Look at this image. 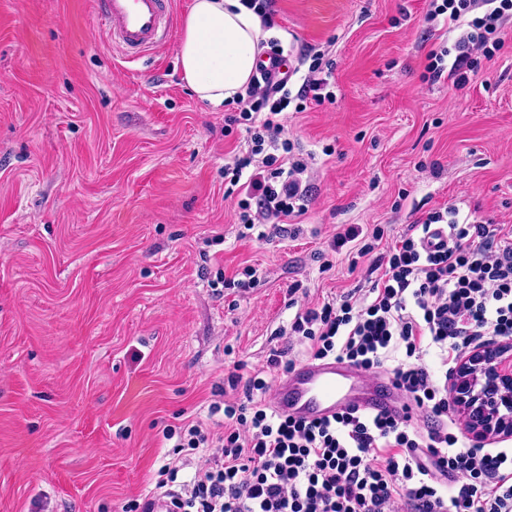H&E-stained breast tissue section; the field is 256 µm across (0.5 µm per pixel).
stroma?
I'll return each mask as SVG.
<instances>
[{
    "label": "stroma",
    "instance_id": "obj_1",
    "mask_svg": "<svg viewBox=\"0 0 512 512\" xmlns=\"http://www.w3.org/2000/svg\"><path fill=\"white\" fill-rule=\"evenodd\" d=\"M263 2L335 99L287 114L305 211L248 230L224 179L240 107L195 98L178 39L129 60L94 0H0V512H129L162 466L191 481L164 429L218 431L228 373L265 362L297 303L367 296L364 245L452 205L512 225V21L457 91L420 79L459 36L428 0ZM248 268L256 288L226 287Z\"/></svg>",
    "mask_w": 512,
    "mask_h": 512
}]
</instances>
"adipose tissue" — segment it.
I'll return each mask as SVG.
<instances>
[{"instance_id": "obj_1", "label": "adipose tissue", "mask_w": 512, "mask_h": 512, "mask_svg": "<svg viewBox=\"0 0 512 512\" xmlns=\"http://www.w3.org/2000/svg\"><path fill=\"white\" fill-rule=\"evenodd\" d=\"M268 36L245 0H193L179 45L184 81L199 100L223 107L250 85Z\"/></svg>"}]
</instances>
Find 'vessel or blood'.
Wrapping results in <instances>:
<instances>
[{"label": "vessel or blood", "mask_w": 512, "mask_h": 512, "mask_svg": "<svg viewBox=\"0 0 512 512\" xmlns=\"http://www.w3.org/2000/svg\"><path fill=\"white\" fill-rule=\"evenodd\" d=\"M106 31L128 59H136L170 39L171 0H96ZM399 391L391 378L360 372L333 360L304 362L280 378L270 399L272 407L297 419L330 418L348 408L395 411Z\"/></svg>", "instance_id": "obj_1"}]
</instances>
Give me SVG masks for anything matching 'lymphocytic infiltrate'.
Listing matches in <instances>:
<instances>
[{"mask_svg":"<svg viewBox=\"0 0 512 512\" xmlns=\"http://www.w3.org/2000/svg\"><path fill=\"white\" fill-rule=\"evenodd\" d=\"M445 17L461 31L452 47L431 51L422 76L466 87L479 59H492L512 18V0H429L428 20ZM320 63L310 64L298 93L272 71L254 77L239 96L247 124L245 155L225 165L239 186V221L255 226L302 212L305 163L283 139L292 99H333ZM383 266L369 294L306 307L291 333L310 359L334 358L370 373L392 350L405 353L390 375L405 398L402 413L353 409L302 421L256 401L261 377L243 386L244 400L224 406V432L212 437L187 427L189 448H208L191 483L157 482L141 512H512V456L472 447L466 424L455 431L447 385L421 363L432 349L441 364L458 363L477 345L512 338V227L460 220L457 208L420 217L377 258ZM457 491H445L441 477Z\"/></svg>","mask_w":512,"mask_h":512,"instance_id":"lymphocytic-infiltrate-1","label":"lymphocytic infiltrate"}]
</instances>
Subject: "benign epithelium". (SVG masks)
I'll use <instances>...</instances> for the list:
<instances>
[{"label":"benign epithelium","instance_id":"obj_1","mask_svg":"<svg viewBox=\"0 0 512 512\" xmlns=\"http://www.w3.org/2000/svg\"><path fill=\"white\" fill-rule=\"evenodd\" d=\"M467 418L474 445L512 436V339L478 347L459 364L448 388Z\"/></svg>","mask_w":512,"mask_h":512}]
</instances>
